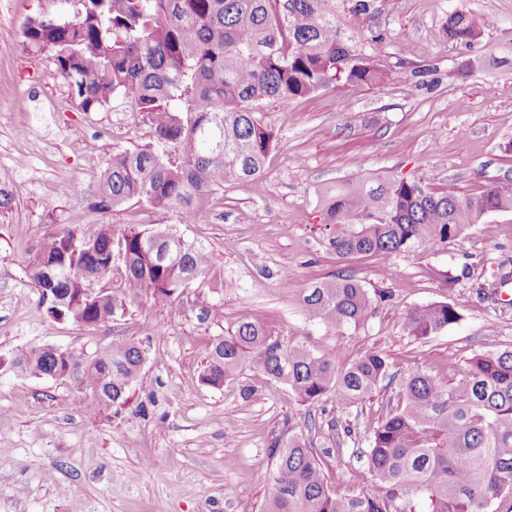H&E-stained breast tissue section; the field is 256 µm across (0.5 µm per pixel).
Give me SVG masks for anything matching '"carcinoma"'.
<instances>
[{"label":"carcinoma","mask_w":512,"mask_h":512,"mask_svg":"<svg viewBox=\"0 0 512 512\" xmlns=\"http://www.w3.org/2000/svg\"><path fill=\"white\" fill-rule=\"evenodd\" d=\"M69 19L39 15L22 36L48 52L82 111L95 112L122 95L149 118L155 144L121 151L108 162L92 207L130 200L178 213L196 224L220 181L259 175L274 133L258 117L264 104L282 106L329 87H380L389 70L378 37L359 40L361 23L378 0H78ZM481 17L455 11L448 38L469 45ZM328 224H358L329 240L347 261L379 252L439 251L464 238L490 213L512 212V182L492 183L478 196L436 191L406 178L370 177L340 183L323 196ZM123 272L110 287L115 261ZM209 251L171 225L139 230L102 224L90 237L64 226L43 242L30 263L31 281L48 316L94 325L123 316L147 297L165 304L205 273ZM306 317L328 330L357 329L372 315L367 291L341 270L303 289ZM451 303L416 307L404 322L411 336L435 335L458 322ZM145 361V349L116 339L91 353L54 345L19 353L21 373H56L92 396L96 414L119 411ZM248 365L285 382L297 401L330 396L350 408L387 378L388 359L369 352L349 361L334 349L318 355L285 348L268 327L241 322L210 345L201 381L224 386ZM298 432L277 451L272 493L263 512H491L512 498V349L475 358L460 377L441 382L415 370L401 382L399 400L374 428L367 457L352 470L385 495H338L325 480L323 458Z\"/></svg>","instance_id":"obj_1"}]
</instances>
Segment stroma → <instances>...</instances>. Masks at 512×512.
Segmentation results:
<instances>
[{
	"label": "stroma",
	"instance_id": "35a3bbf8",
	"mask_svg": "<svg viewBox=\"0 0 512 512\" xmlns=\"http://www.w3.org/2000/svg\"><path fill=\"white\" fill-rule=\"evenodd\" d=\"M363 37L381 36L390 72L380 88H331L266 104L262 121L276 145L256 178L216 186L204 224L129 201L100 211L91 203L114 152L153 143L148 117L118 96L84 112L55 75L49 54L29 51L31 17H71L74 0H0V174L13 191L0 211V512H262L272 492L275 443L304 423L314 447L333 444L351 424L355 445L367 438L399 391L377 389L356 406L334 399L303 405L288 386L243 367L223 387L200 375L209 345L242 321L268 326L283 346L335 348L354 360L385 355L397 380L413 369L448 380L472 359L512 348V303L479 284L512 272V213H491L441 251L377 253L338 262L329 248L324 191L370 176L423 181L479 195L512 181V0H379ZM484 20L472 45L450 40L449 15ZM435 65V82L415 70ZM95 140L93 156L80 147ZM70 224L89 236L102 224L176 226L207 247L210 265L174 302L149 299L97 326L54 322L40 303L28 265L44 239ZM470 276L459 279L462 266ZM346 271L368 292L374 314L358 329L328 330L297 302L312 282ZM455 304L461 320L418 339L407 313ZM120 338L141 344L146 359L128 402L112 417L89 414L86 395L44 376L11 368L24 348L52 344L91 352ZM348 455L326 459L329 486L341 495H381L357 485Z\"/></svg>",
	"mask_w": 512,
	"mask_h": 512
}]
</instances>
